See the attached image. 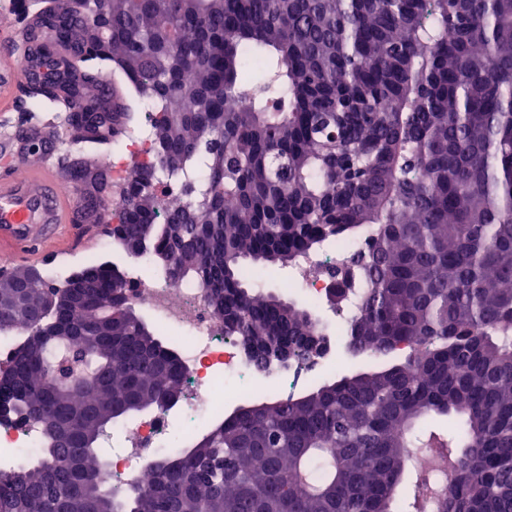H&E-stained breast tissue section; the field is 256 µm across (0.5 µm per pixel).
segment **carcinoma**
Wrapping results in <instances>:
<instances>
[{"mask_svg": "<svg viewBox=\"0 0 512 512\" xmlns=\"http://www.w3.org/2000/svg\"><path fill=\"white\" fill-rule=\"evenodd\" d=\"M15 2L14 44L57 71L23 85L30 105L64 113L97 159L147 122L149 160L109 214L127 254L203 289L224 334L306 363L313 308L252 292L249 272L363 238L328 303L366 282L345 354L397 359L259 397L118 495L95 479L103 444L182 387L178 351L117 265L43 276L41 320L0 369V420L43 441L0 472V512H393L418 448L447 491H414L407 512H512V0ZM108 67L123 83L101 84ZM91 174L93 209L108 174L66 170ZM28 275L0 271V334Z\"/></svg>", "mask_w": 512, "mask_h": 512, "instance_id": "carcinoma-1", "label": "carcinoma"}]
</instances>
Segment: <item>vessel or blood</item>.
<instances>
[{
  "instance_id": "obj_1",
  "label": "vessel or blood",
  "mask_w": 512,
  "mask_h": 512,
  "mask_svg": "<svg viewBox=\"0 0 512 512\" xmlns=\"http://www.w3.org/2000/svg\"><path fill=\"white\" fill-rule=\"evenodd\" d=\"M37 63L19 69L9 50L0 51V111H12L19 82L37 74ZM84 199L66 188L46 162L26 163L22 173L0 169V255H36L61 249L72 225L89 221Z\"/></svg>"
}]
</instances>
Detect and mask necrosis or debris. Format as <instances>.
<instances>
[{
  "label": "necrosis or debris",
  "mask_w": 512,
  "mask_h": 512,
  "mask_svg": "<svg viewBox=\"0 0 512 512\" xmlns=\"http://www.w3.org/2000/svg\"><path fill=\"white\" fill-rule=\"evenodd\" d=\"M364 247L360 239L325 244L301 257L283 286L288 292H301L310 304L322 306L329 294L328 269ZM128 295L162 328L182 334L184 342L179 352L185 373L176 413L190 430L223 417L225 407L237 402L239 394L286 397L305 388L324 366L338 363L336 355L328 352L307 365L257 371L241 344L225 336L223 322L209 308L200 289L187 281L171 284L157 274L143 271L138 263L130 269ZM119 433V449L97 473L102 487L118 494L133 484L149 485L154 476V460L173 445L169 419L164 414H152L120 427ZM36 453V436L28 426L0 421L1 466L12 460L34 458Z\"/></svg>",
  "instance_id": "1"
}]
</instances>
